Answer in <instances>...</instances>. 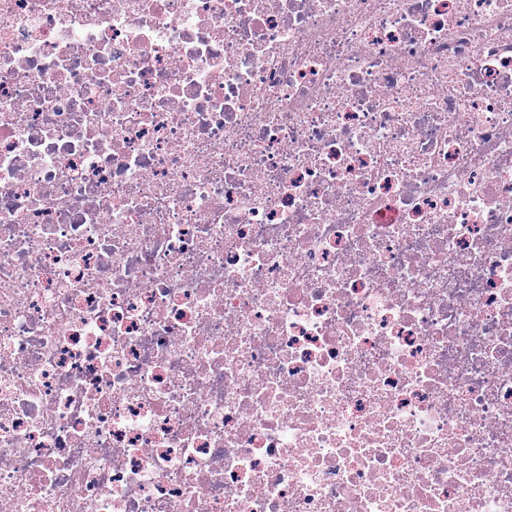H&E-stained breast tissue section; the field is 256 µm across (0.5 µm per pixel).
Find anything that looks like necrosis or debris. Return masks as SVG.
I'll use <instances>...</instances> for the list:
<instances>
[{"label":"necrosis or debris","mask_w":512,"mask_h":512,"mask_svg":"<svg viewBox=\"0 0 512 512\" xmlns=\"http://www.w3.org/2000/svg\"><path fill=\"white\" fill-rule=\"evenodd\" d=\"M0 512H512V0H0Z\"/></svg>","instance_id":"1"}]
</instances>
